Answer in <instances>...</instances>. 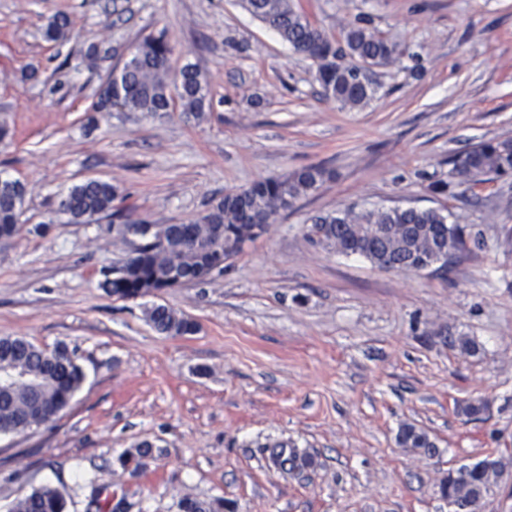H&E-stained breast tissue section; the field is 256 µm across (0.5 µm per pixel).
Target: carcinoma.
I'll use <instances>...</instances> for the list:
<instances>
[{"label": "carcinoma", "instance_id": "cac0c4a2", "mask_svg": "<svg viewBox=\"0 0 512 512\" xmlns=\"http://www.w3.org/2000/svg\"><path fill=\"white\" fill-rule=\"evenodd\" d=\"M240 4L295 52L312 60L324 97L342 108H359L372 101L377 89L363 68L388 65L400 54L396 44L359 24L345 31V47L336 46L296 9L294 0H240ZM69 25L67 16L53 17L44 27V38L65 39ZM172 54L173 46L164 33L138 41L112 79V88L98 98L95 110L111 111L108 102L114 98L124 112L156 115L178 107L201 115L208 103L207 84L190 63L172 74ZM448 163L473 187L512 175V140L480 143ZM327 176L326 168L314 165L282 179L255 181L240 193L213 199L202 215L187 224H114L113 239L127 242L136 237L138 244L120 273L103 272L101 286L112 296L134 299L173 288L180 280L202 282L204 275L224 262V256L238 255L235 245L251 237L253 225L275 223L279 211L293 208L315 192ZM120 196L112 183L88 179L68 189L58 210L68 222L81 224L111 213ZM24 201L22 184L0 179V238L17 234ZM450 217L451 212L433 208H347L315 216L308 236L338 254L363 257L379 268L398 264L415 271L430 259L433 242L441 241L450 257L468 248L466 228ZM146 319L154 330L170 336L196 330L194 321L165 305L148 308ZM4 377L11 378L9 384L0 385V433L4 435L48 423L69 405L84 382V372L66 345L46 350L21 336L0 337V379ZM396 442L402 448L428 451L436 447L425 431L413 425L402 426ZM150 453L151 445L141 443L126 451L121 462L139 466ZM504 472V463L496 458L480 460L464 474L450 470L441 481L440 494L450 503L476 510ZM176 507L177 512H224V501L183 497ZM8 512H65V501L56 488L45 484L12 502Z\"/></svg>", "mask_w": 512, "mask_h": 512}]
</instances>
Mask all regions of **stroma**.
<instances>
[{"mask_svg":"<svg viewBox=\"0 0 512 512\" xmlns=\"http://www.w3.org/2000/svg\"><path fill=\"white\" fill-rule=\"evenodd\" d=\"M295 4L335 43L360 22L398 45L396 62L367 69V106L325 99L312 61L238 0H0V178L25 188L21 230L0 240V336L66 344L85 373L52 422L0 435V512L46 482L66 512H176L185 496L224 512H448L440 481L490 455L509 473L479 512H512V177L472 192L448 163L512 140V0ZM59 14L70 36L46 41ZM163 29L172 68L193 63L207 82L203 116L94 111L127 48ZM93 44L105 55L91 65ZM318 164L332 178L223 273L155 296L101 288L130 251L113 217L57 213L70 186L97 178L119 187L124 221L179 224ZM393 206L450 209L467 250L392 272L307 236L315 215ZM157 302L197 332H156ZM469 401L485 411L464 415ZM404 424L436 450L399 447ZM142 442L151 457L122 466ZM280 445L310 466L276 467Z\"/></svg>","mask_w":512,"mask_h":512,"instance_id":"stroma-1","label":"stroma"}]
</instances>
